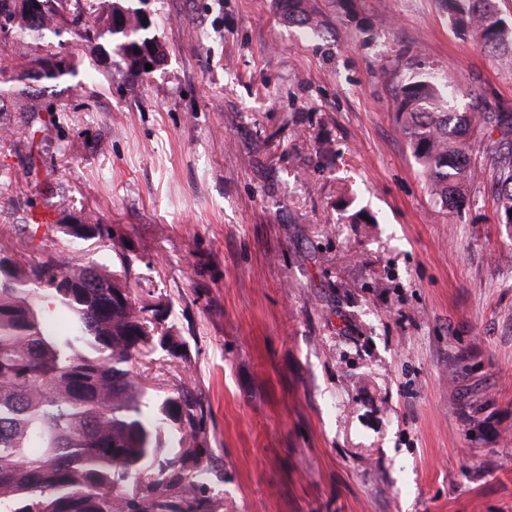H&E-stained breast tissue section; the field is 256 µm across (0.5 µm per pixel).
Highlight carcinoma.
I'll return each mask as SVG.
<instances>
[{
	"instance_id": "obj_1",
	"label": "carcinoma",
	"mask_w": 512,
	"mask_h": 512,
	"mask_svg": "<svg viewBox=\"0 0 512 512\" xmlns=\"http://www.w3.org/2000/svg\"><path fill=\"white\" fill-rule=\"evenodd\" d=\"M148 0H0V49L26 38L46 52L20 64L17 89L0 87V117L21 113L35 141L42 113L58 111L57 84L83 76L95 84L99 71L78 73L63 34L104 42L125 65L131 84L157 67L162 50L151 25L143 24ZM454 28L480 49L512 65V26L496 0H440ZM290 23L311 27L305 0H283ZM396 120L421 166L433 204L456 208L485 169L467 143L471 123L498 132L486 145L497 213L512 224V113L477 101L475 111L449 109V96L430 72L414 70L399 85ZM72 247L121 235L91 218L47 225ZM128 270L91 258L29 259L0 248V512H183L182 500L161 493L127 497L120 484L134 481L161 459L172 425L193 430L197 403L183 397L154 401L132 371L136 355L154 346L157 327L132 303ZM66 321L60 332L56 320Z\"/></svg>"
}]
</instances>
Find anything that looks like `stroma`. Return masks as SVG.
I'll use <instances>...</instances> for the list:
<instances>
[{"instance_id": "stroma-1", "label": "stroma", "mask_w": 512, "mask_h": 512, "mask_svg": "<svg viewBox=\"0 0 512 512\" xmlns=\"http://www.w3.org/2000/svg\"><path fill=\"white\" fill-rule=\"evenodd\" d=\"M310 4L301 28L281 0H150L166 60L135 86L76 44L112 79L65 92L41 148L0 131V244L62 251L29 227L57 193L127 241L178 347L133 370L203 401L127 494L193 473L184 512H512V224L488 177L436 208L394 116L412 61L462 82L458 112H512V69L438 0Z\"/></svg>"}]
</instances>
